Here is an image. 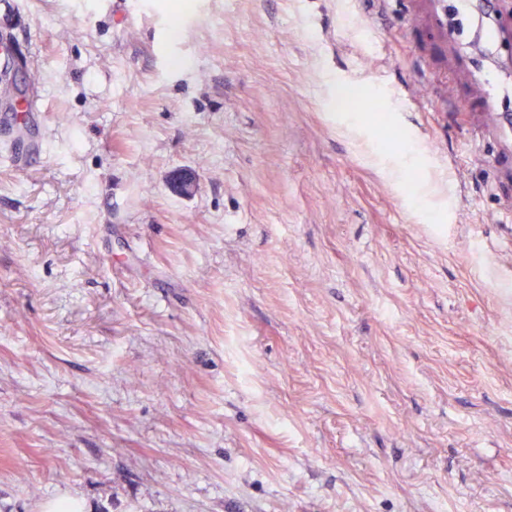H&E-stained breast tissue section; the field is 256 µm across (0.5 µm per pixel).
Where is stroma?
<instances>
[{"label": "stroma", "instance_id": "35a3bbf8", "mask_svg": "<svg viewBox=\"0 0 512 512\" xmlns=\"http://www.w3.org/2000/svg\"><path fill=\"white\" fill-rule=\"evenodd\" d=\"M494 2L0 0V512H512ZM481 82L489 112L494 114H496L495 112H500L499 103L510 92L506 91L499 80L490 73H481Z\"/></svg>", "mask_w": 512, "mask_h": 512}]
</instances>
